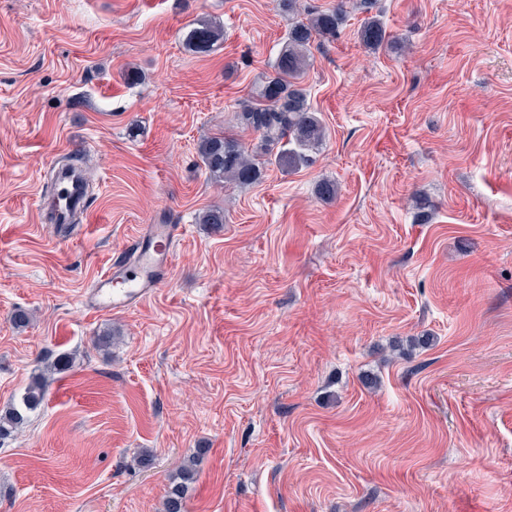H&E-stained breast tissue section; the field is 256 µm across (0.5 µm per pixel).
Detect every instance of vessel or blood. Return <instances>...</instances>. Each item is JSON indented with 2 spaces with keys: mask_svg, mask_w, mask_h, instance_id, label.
Returning <instances> with one entry per match:
<instances>
[{
  "mask_svg": "<svg viewBox=\"0 0 512 512\" xmlns=\"http://www.w3.org/2000/svg\"><path fill=\"white\" fill-rule=\"evenodd\" d=\"M173 224L144 225L140 235L125 248L124 259L115 260L83 296L92 311H117L147 301L171 267L175 238Z\"/></svg>",
  "mask_w": 512,
  "mask_h": 512,
  "instance_id": "obj_1",
  "label": "vessel or blood"
}]
</instances>
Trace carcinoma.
<instances>
[{
  "label": "carcinoma",
  "instance_id": "1",
  "mask_svg": "<svg viewBox=\"0 0 512 512\" xmlns=\"http://www.w3.org/2000/svg\"><path fill=\"white\" fill-rule=\"evenodd\" d=\"M344 3L321 10L308 22L296 24L288 42L276 58L275 75L258 90L256 98L236 113L237 123L261 136L264 146L280 145L274 163L288 170L306 164L308 152L319 146L326 137V129L311 111L308 94L301 78L308 66L309 46L313 36L336 37L344 20ZM363 45L378 50L391 39L383 23L371 17L358 31ZM224 36L220 25L210 19H195L185 26L186 46L198 54L211 52ZM197 154L207 178L215 183L228 179L241 185L257 182L262 176L255 155L238 139L222 134L200 140ZM199 223L214 229L224 225V208L211 207L199 215ZM44 388L39 382L31 384L18 406L0 414V440L17 431L26 420V414L44 400ZM185 486L172 487L164 500L165 512H182Z\"/></svg>",
  "mask_w": 512,
  "mask_h": 512
}]
</instances>
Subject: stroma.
<instances>
[{"instance_id":"35a3bbf8","label":"stroma","mask_w":512,"mask_h":512,"mask_svg":"<svg viewBox=\"0 0 512 512\" xmlns=\"http://www.w3.org/2000/svg\"><path fill=\"white\" fill-rule=\"evenodd\" d=\"M345 10L302 78L325 140L242 186L197 144L260 151L274 0H0V410L70 359L0 440V512H162L191 455L184 512H512V0H376L375 52ZM76 154L92 210L51 223ZM160 221L169 278L86 309ZM358 34L363 45L370 50L380 49L392 37L383 23L375 17L366 18ZM224 36L220 25L210 19H195L185 26L186 46L198 54H208Z\"/></svg>"}]
</instances>
